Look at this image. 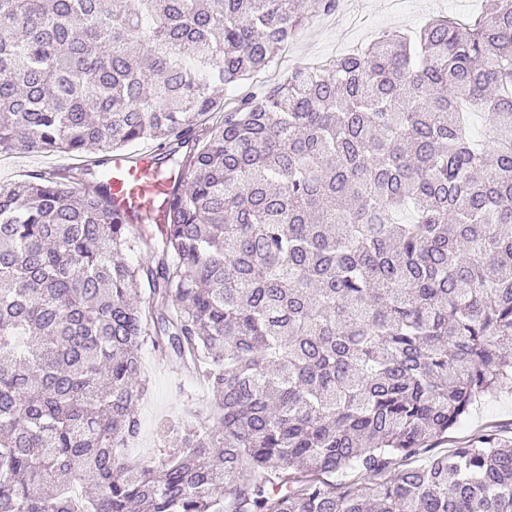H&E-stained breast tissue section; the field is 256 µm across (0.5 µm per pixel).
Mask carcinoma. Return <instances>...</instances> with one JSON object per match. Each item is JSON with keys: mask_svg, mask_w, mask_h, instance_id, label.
<instances>
[{"mask_svg": "<svg viewBox=\"0 0 512 512\" xmlns=\"http://www.w3.org/2000/svg\"><path fill=\"white\" fill-rule=\"evenodd\" d=\"M486 2L222 104L339 0H0V154L157 140L188 174L159 239L104 171L0 186V512H512L498 430L431 453L512 393V0ZM149 337L213 405L132 466Z\"/></svg>", "mask_w": 512, "mask_h": 512, "instance_id": "cac0c4a2", "label": "carcinoma"}]
</instances>
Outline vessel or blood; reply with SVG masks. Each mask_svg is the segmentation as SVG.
<instances>
[{
	"label": "vessel or blood",
	"instance_id": "obj_1",
	"mask_svg": "<svg viewBox=\"0 0 512 512\" xmlns=\"http://www.w3.org/2000/svg\"><path fill=\"white\" fill-rule=\"evenodd\" d=\"M153 156L148 150L135 158L119 155L111 161L112 210L136 229L141 228L146 214L168 202L181 180L178 173L157 169Z\"/></svg>",
	"mask_w": 512,
	"mask_h": 512
}]
</instances>
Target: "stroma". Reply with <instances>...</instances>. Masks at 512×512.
<instances>
[{
    "label": "stroma",
    "mask_w": 512,
    "mask_h": 512,
    "mask_svg": "<svg viewBox=\"0 0 512 512\" xmlns=\"http://www.w3.org/2000/svg\"><path fill=\"white\" fill-rule=\"evenodd\" d=\"M343 2L344 10L340 15L309 18L287 55L279 57L266 71V82L278 81L293 68L355 51L379 33L398 30L412 34L430 17L444 14L467 21L484 9V0H403L399 5L393 0ZM73 163V156L66 153L0 154V185ZM139 354L146 393L138 405L141 423L139 443L128 451L127 456L135 463H156L163 453V446L157 438L159 424L166 420L198 421L208 415L211 397L198 381L180 369L170 350L147 341ZM490 426L512 432L511 394L478 400L438 448L442 451L454 448L458 442L474 438Z\"/></svg>",
    "instance_id": "35a3bbf8"
}]
</instances>
